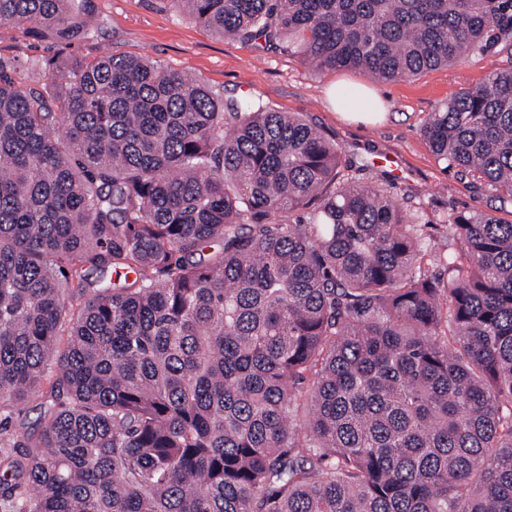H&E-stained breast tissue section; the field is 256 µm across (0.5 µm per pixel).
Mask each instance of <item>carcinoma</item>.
Returning <instances> with one entry per match:
<instances>
[{
	"instance_id": "cac0c4a2",
	"label": "carcinoma",
	"mask_w": 512,
	"mask_h": 512,
	"mask_svg": "<svg viewBox=\"0 0 512 512\" xmlns=\"http://www.w3.org/2000/svg\"><path fill=\"white\" fill-rule=\"evenodd\" d=\"M88 2L0 0V23L88 39ZM166 2L221 38L379 81L512 37V0ZM31 69L47 88L0 62V410L53 382L0 460L1 500L512 512V222L456 215L461 248L430 274L422 217L303 116L147 58ZM422 134L512 200V69Z\"/></svg>"
}]
</instances>
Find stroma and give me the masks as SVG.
I'll return each mask as SVG.
<instances>
[{
    "label": "stroma",
    "instance_id": "35a3bbf8",
    "mask_svg": "<svg viewBox=\"0 0 512 512\" xmlns=\"http://www.w3.org/2000/svg\"><path fill=\"white\" fill-rule=\"evenodd\" d=\"M98 28L93 37L59 45L22 28L0 25V62L23 84L39 88L44 73L33 60L51 56L94 59L103 55L144 56L167 69L191 75L225 94L258 97L281 112H299L333 137L345 163L363 182L383 181L405 209L427 222L426 249L445 252L456 243L448 226L461 212H491L512 222V205L485 183L446 167L431 152L421 129L429 114L464 90L482 85L497 70L512 69V38L490 51L462 57L412 80L374 81L355 70L316 72L279 49L224 40L171 9L166 0H92ZM361 82L375 91L383 122L341 120L350 103H336L329 87L336 78Z\"/></svg>",
    "mask_w": 512,
    "mask_h": 512
}]
</instances>
